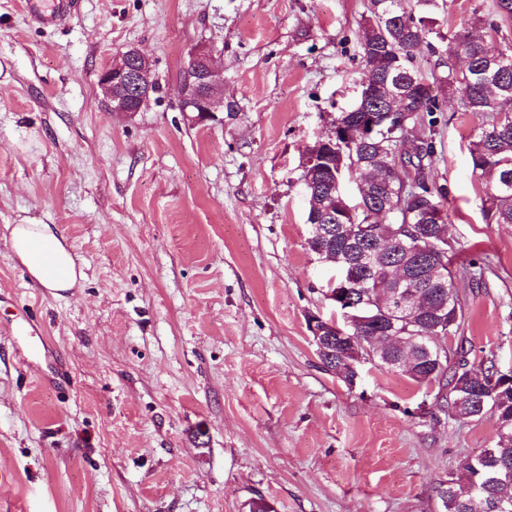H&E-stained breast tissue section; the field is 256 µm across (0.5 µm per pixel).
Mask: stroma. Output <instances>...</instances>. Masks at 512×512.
Wrapping results in <instances>:
<instances>
[{
	"instance_id": "stroma-1",
	"label": "stroma",
	"mask_w": 512,
	"mask_h": 512,
	"mask_svg": "<svg viewBox=\"0 0 512 512\" xmlns=\"http://www.w3.org/2000/svg\"><path fill=\"white\" fill-rule=\"evenodd\" d=\"M370 0H82L41 26L0 0V512H442V483L494 447V419L365 361L356 385L308 332L334 269L309 251L304 153L355 102ZM213 49L224 112L180 109L191 50ZM137 48L159 88L107 111L99 72ZM445 99L464 320L449 352L512 369V224L483 218ZM47 224L84 277L54 295L3 234Z\"/></svg>"
}]
</instances>
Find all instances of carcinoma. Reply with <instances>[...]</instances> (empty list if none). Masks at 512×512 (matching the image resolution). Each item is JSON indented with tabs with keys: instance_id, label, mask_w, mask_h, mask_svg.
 <instances>
[{
	"instance_id": "obj_1",
	"label": "carcinoma",
	"mask_w": 512,
	"mask_h": 512,
	"mask_svg": "<svg viewBox=\"0 0 512 512\" xmlns=\"http://www.w3.org/2000/svg\"><path fill=\"white\" fill-rule=\"evenodd\" d=\"M369 10L370 19L361 42L364 79L383 86L385 93L371 98L365 89H360L352 108L339 118L351 127L373 117L379 130L376 136L345 150L344 158H336L333 170L320 176L323 205L333 209L336 223L344 228L336 238L324 243L315 239L312 227L307 245L324 260L332 253L355 256L364 248H374V243L365 242L363 237L366 226L373 227L377 238L390 228L400 233L404 244L393 241L381 249L373 270L360 277L364 286L359 291L375 300L380 298V290L393 287L388 280L392 266L418 246L430 247L429 265L424 268L409 260L406 272L415 281V292L430 304L451 298L446 325L440 328L446 336L459 328L462 310L447 239L437 236L438 229L429 226L427 215L433 207L446 208L448 192L441 186L411 201L396 193L402 179L409 177L411 171L417 177L429 179L425 170L432 165L435 148L431 140L417 143L404 130L393 131L391 113L399 111V100L406 98L413 106L408 128L434 126V113L444 111L442 100L432 92V86L436 85L451 93L457 108L481 118V132L469 146V162L473 173L488 178L485 218L496 224H512V39L501 36L498 24L500 20L512 21V0H495L496 22L481 15L474 18L473 24L487 26L497 35L495 39H474L467 29L450 36L434 30L437 15L448 11V0H370ZM432 34L447 45L438 63L444 71L432 74L430 83L416 67L411 48L425 40L430 51L436 52L427 40ZM498 57L505 60V66L490 65ZM338 178L351 180L360 192L361 208L354 221L345 213L341 201L328 194V181ZM431 185H436V180H431ZM372 318L374 322L363 327V332L374 340L367 339L365 344L374 358L386 366L402 354L392 337L399 335L404 327L398 323L393 330L390 321L377 322L375 314ZM409 351L416 359L410 378L418 383L436 382L448 389L454 399L461 385L481 391L490 386L494 366L473 373L470 380L463 352L455 364L450 363L448 355H443L442 366L436 371L426 366L423 350L412 345ZM495 396L477 418L489 416L498 424H512V383L498 390ZM479 457L478 461L466 462L458 476L448 480L450 494L444 512H500L497 509L500 504L506 512H512V478L488 479L494 470L505 467L512 471V438H499L495 447L485 449Z\"/></svg>"
}]
</instances>
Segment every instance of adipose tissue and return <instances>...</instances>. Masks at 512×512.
<instances>
[{
	"label": "adipose tissue",
	"mask_w": 512,
	"mask_h": 512,
	"mask_svg": "<svg viewBox=\"0 0 512 512\" xmlns=\"http://www.w3.org/2000/svg\"><path fill=\"white\" fill-rule=\"evenodd\" d=\"M8 240L13 253L43 288L63 293L72 290L82 279L71 246L50 225H12Z\"/></svg>",
	"instance_id": "adipose-tissue-1"
}]
</instances>
